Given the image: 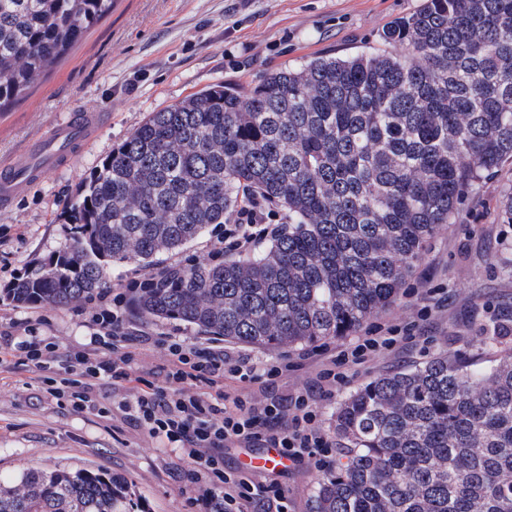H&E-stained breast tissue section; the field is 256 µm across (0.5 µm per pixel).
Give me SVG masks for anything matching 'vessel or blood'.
Returning <instances> with one entry per match:
<instances>
[{
  "label": "vessel or blood",
  "mask_w": 512,
  "mask_h": 512,
  "mask_svg": "<svg viewBox=\"0 0 512 512\" xmlns=\"http://www.w3.org/2000/svg\"><path fill=\"white\" fill-rule=\"evenodd\" d=\"M99 114L77 112L59 123L47 137L29 146L23 158L0 166V205L8 204L20 188L38 181L43 165H37L36 157H43L44 165L61 166L73 156L78 144L88 138L99 123ZM289 460L280 449L265 448L249 456L242 463L247 471L277 473L287 469Z\"/></svg>",
  "instance_id": "b4317fda"
}]
</instances>
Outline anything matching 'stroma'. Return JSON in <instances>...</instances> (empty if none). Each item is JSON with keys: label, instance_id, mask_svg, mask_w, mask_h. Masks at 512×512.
Here are the masks:
<instances>
[{"label": "stroma", "instance_id": "stroma-1", "mask_svg": "<svg viewBox=\"0 0 512 512\" xmlns=\"http://www.w3.org/2000/svg\"><path fill=\"white\" fill-rule=\"evenodd\" d=\"M422 0H114L110 14L30 90L0 112V160L45 138L77 109L105 121L69 165L44 172L8 208L0 207V317L28 321L55 337L61 352L85 341L92 310L84 303L20 306L3 289L70 244L66 201L148 113L207 86L248 81L317 56L383 50V29ZM512 162L465 194L452 223L428 242L398 300L367 326L414 325L420 343L382 360L348 368L335 398L321 401L330 420L339 400L379 375L446 353L489 366L512 351ZM183 462L145 443L133 426L77 413L47 397L30 373L0 367V482L31 468H89L118 480L139 512L190 508L176 480ZM315 460L282 476L295 512H315L324 476Z\"/></svg>", "mask_w": 512, "mask_h": 512}]
</instances>
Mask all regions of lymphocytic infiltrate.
I'll return each mask as SVG.
<instances>
[{
  "label": "lymphocytic infiltrate",
  "instance_id": "obj_1",
  "mask_svg": "<svg viewBox=\"0 0 512 512\" xmlns=\"http://www.w3.org/2000/svg\"><path fill=\"white\" fill-rule=\"evenodd\" d=\"M277 212L246 195L223 230L217 231L207 262L224 253H248L276 234ZM149 278L128 281L123 291L89 298L93 312L89 339L59 355L51 336L9 321L0 332L12 367L35 373L45 393L68 397L74 411L90 409L100 382L120 390L136 382L140 391L117 403L121 420L143 438L174 451L186 465L180 490L206 512H290L282 484L226 471L228 448H279L293 465L323 456L336 445L319 411L345 380L344 369L395 354L413 339L410 328L375 326L316 361L315 377L304 388H289L298 368L289 357L260 359L227 352L219 340L193 341L161 330L154 342L165 352L162 384L141 375L133 350L142 336L130 330L126 308Z\"/></svg>",
  "mask_w": 512,
  "mask_h": 512
}]
</instances>
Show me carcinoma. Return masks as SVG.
Instances as JSON below:
<instances>
[{
  "mask_svg": "<svg viewBox=\"0 0 512 512\" xmlns=\"http://www.w3.org/2000/svg\"><path fill=\"white\" fill-rule=\"evenodd\" d=\"M112 0H0V109L110 12ZM389 50L318 56L219 83L156 112L66 203L70 246L17 279L22 306L108 285L110 264L183 248L247 189L288 214L261 250L151 271L142 316L275 349L348 335L390 307L463 195L512 161V0H423ZM342 462L315 512H512V354L440 353L380 375L334 415ZM88 469L24 471L0 512H134Z\"/></svg>",
  "mask_w": 512,
  "mask_h": 512,
  "instance_id": "cac0c4a2",
  "label": "carcinoma"
}]
</instances>
